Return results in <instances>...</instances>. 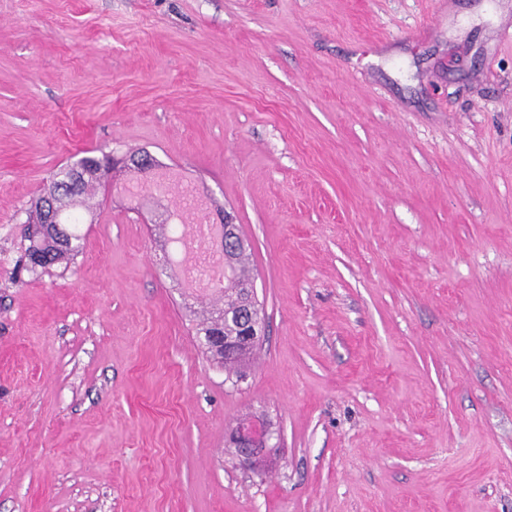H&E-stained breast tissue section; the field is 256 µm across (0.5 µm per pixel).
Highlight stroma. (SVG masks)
Wrapping results in <instances>:
<instances>
[{
  "instance_id": "35a3bbf8",
  "label": "stroma",
  "mask_w": 512,
  "mask_h": 512,
  "mask_svg": "<svg viewBox=\"0 0 512 512\" xmlns=\"http://www.w3.org/2000/svg\"><path fill=\"white\" fill-rule=\"evenodd\" d=\"M512 0H0V512H512ZM148 152L248 240L227 381L115 166L28 271L54 175ZM263 418L261 472L225 435ZM83 153L86 155L76 162L82 166L79 175L80 182H75L77 184L76 192L66 197L70 201V205L59 213L58 222L56 224H43L44 213L41 208L47 211L49 217H51L56 210L60 209L59 206L65 197L60 196L55 191H47L41 198L40 206L39 201L34 203L33 217H30L24 229L25 237L30 242L26 255L30 268L33 270L35 269L31 262L33 257L43 262L37 267L46 269L65 260H73L80 251V236L72 228L74 223L64 219L65 214L74 209L76 205L86 206L89 209L90 206L86 204V198L89 199V196L92 195L91 192L109 170L108 167L103 165V160L108 155L102 154L100 157L94 155L93 151ZM101 167H104V169L102 170ZM32 225L44 226L45 232L39 237H31L28 234V228Z\"/></svg>"
}]
</instances>
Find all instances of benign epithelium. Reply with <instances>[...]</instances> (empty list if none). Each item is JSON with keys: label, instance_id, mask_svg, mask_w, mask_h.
Masks as SVG:
<instances>
[{"label": "benign epithelium", "instance_id": "7a95c632", "mask_svg": "<svg viewBox=\"0 0 512 512\" xmlns=\"http://www.w3.org/2000/svg\"><path fill=\"white\" fill-rule=\"evenodd\" d=\"M124 167L139 175H150L155 170L153 158L148 153L134 152L122 159ZM219 231L215 239V250L222 254L226 263H232L231 246L242 247L244 241L237 233L226 211L216 212ZM237 333L224 335L223 326L207 334L206 347L224 355V359H238L255 352L262 344L265 335L262 308L253 282L249 281L240 288V297L235 312ZM275 431L265 422H243L228 435L227 447L236 449L239 466L245 471H256L271 454Z\"/></svg>", "mask_w": 512, "mask_h": 512}]
</instances>
